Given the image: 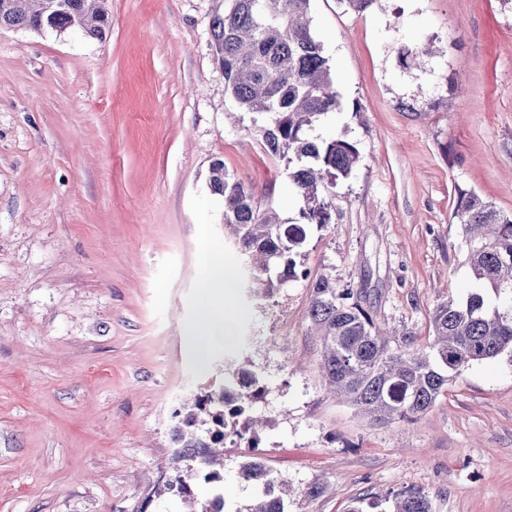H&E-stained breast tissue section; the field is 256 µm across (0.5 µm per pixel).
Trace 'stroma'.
<instances>
[{"label":"stroma","mask_w":512,"mask_h":512,"mask_svg":"<svg viewBox=\"0 0 512 512\" xmlns=\"http://www.w3.org/2000/svg\"><path fill=\"white\" fill-rule=\"evenodd\" d=\"M222 0H107L103 38L0 29V512H184L152 498L173 413L218 373L183 330L199 233L226 263L224 200L209 167L280 218L300 202L286 163L224 89L211 22ZM340 110L314 135L360 153L302 249L308 279L237 333L265 388L260 455L292 489L288 512L424 492L432 512H512V355L473 364L417 422L374 426L319 373L311 280L360 291L392 338L433 336L432 309L473 286L452 219L457 188L512 215V0H379L358 14L311 0ZM432 46L417 65L404 53ZM310 483L329 491L311 500Z\"/></svg>","instance_id":"35a3bbf8"}]
</instances>
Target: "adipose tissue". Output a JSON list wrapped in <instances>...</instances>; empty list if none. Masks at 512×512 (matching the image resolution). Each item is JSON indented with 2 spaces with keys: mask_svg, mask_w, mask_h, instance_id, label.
<instances>
[{
  "mask_svg": "<svg viewBox=\"0 0 512 512\" xmlns=\"http://www.w3.org/2000/svg\"><path fill=\"white\" fill-rule=\"evenodd\" d=\"M202 256L195 314L185 328L188 351L200 361L211 355L217 336L232 337L234 324L241 315L240 310L225 303L234 277L233 267L210 245H203Z\"/></svg>",
  "mask_w": 512,
  "mask_h": 512,
  "instance_id": "ef3b65f1",
  "label": "adipose tissue"
}]
</instances>
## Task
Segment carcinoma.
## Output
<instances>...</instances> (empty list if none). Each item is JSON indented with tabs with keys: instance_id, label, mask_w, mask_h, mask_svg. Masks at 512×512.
I'll return each instance as SVG.
<instances>
[{
	"instance_id": "obj_1",
	"label": "carcinoma",
	"mask_w": 512,
	"mask_h": 512,
	"mask_svg": "<svg viewBox=\"0 0 512 512\" xmlns=\"http://www.w3.org/2000/svg\"><path fill=\"white\" fill-rule=\"evenodd\" d=\"M212 20V51L224 88L239 107L264 118L259 127L267 151L286 161L288 181L303 205L296 218L280 219L262 206L251 189L215 161L210 190L224 198V229L246 257L240 288L247 302L266 307L281 285L298 278L304 243L312 227L330 223L328 187L346 180L360 161L356 145L336 136L312 135L316 122L341 106L340 94L322 43L312 31L311 0H228ZM105 0H0V28L21 27L103 37L109 27ZM453 220L467 247L475 287L463 298L432 311V341L420 345L411 333L390 344L352 290H339L320 277L310 284L307 317L322 345L321 372L330 392L377 424L414 422L424 415L473 364L512 354V217L470 190H458ZM256 374L234 350L224 351V377L209 381L175 413L173 473L157 492L190 504L188 512H228L224 502V436L245 447L260 438L252 416L253 394L237 386ZM244 484H261L262 497L235 512H288L287 482L263 459L248 455L240 463ZM214 494L199 501L198 481ZM432 512L419 490L384 501L359 497L345 512Z\"/></svg>"
}]
</instances>
